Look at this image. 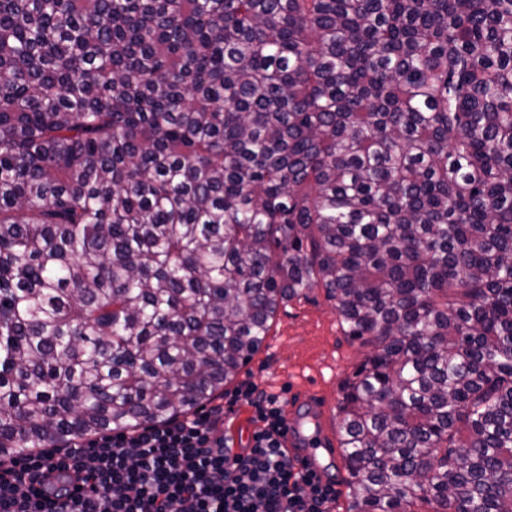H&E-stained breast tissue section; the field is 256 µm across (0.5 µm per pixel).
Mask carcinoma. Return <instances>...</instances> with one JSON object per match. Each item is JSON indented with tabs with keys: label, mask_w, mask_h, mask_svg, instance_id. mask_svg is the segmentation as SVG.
Masks as SVG:
<instances>
[{
	"label": "carcinoma",
	"mask_w": 512,
	"mask_h": 512,
	"mask_svg": "<svg viewBox=\"0 0 512 512\" xmlns=\"http://www.w3.org/2000/svg\"><path fill=\"white\" fill-rule=\"evenodd\" d=\"M315 288L347 512H512V0H0V456L211 404Z\"/></svg>",
	"instance_id": "1"
}]
</instances>
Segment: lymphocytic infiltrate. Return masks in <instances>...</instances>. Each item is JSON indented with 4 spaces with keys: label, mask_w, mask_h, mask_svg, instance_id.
I'll return each instance as SVG.
<instances>
[{
    "label": "lymphocytic infiltrate",
    "mask_w": 512,
    "mask_h": 512,
    "mask_svg": "<svg viewBox=\"0 0 512 512\" xmlns=\"http://www.w3.org/2000/svg\"><path fill=\"white\" fill-rule=\"evenodd\" d=\"M247 403L260 427L249 447L217 433L224 407L195 410L66 448L0 457V512H330L331 483L296 467L283 446L281 396L252 384Z\"/></svg>",
    "instance_id": "lymphocytic-infiltrate-1"
}]
</instances>
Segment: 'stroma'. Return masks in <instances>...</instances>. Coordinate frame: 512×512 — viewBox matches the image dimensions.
Segmentation results:
<instances>
[{
    "label": "stroma",
    "instance_id": "35a3bbf8",
    "mask_svg": "<svg viewBox=\"0 0 512 512\" xmlns=\"http://www.w3.org/2000/svg\"><path fill=\"white\" fill-rule=\"evenodd\" d=\"M367 349L345 336L322 289L280 308L262 349L241 369L237 382L280 394L286 410L323 416V431L337 439L342 381Z\"/></svg>",
    "mask_w": 512,
    "mask_h": 512
}]
</instances>
